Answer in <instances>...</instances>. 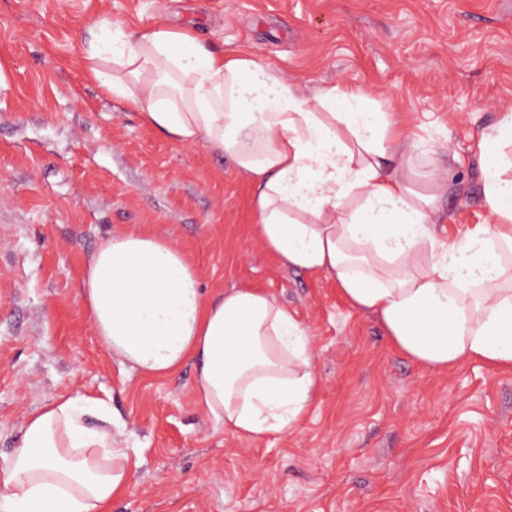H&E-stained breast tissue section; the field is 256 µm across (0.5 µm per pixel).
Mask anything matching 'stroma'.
<instances>
[{
  "label": "stroma",
  "mask_w": 512,
  "mask_h": 512,
  "mask_svg": "<svg viewBox=\"0 0 512 512\" xmlns=\"http://www.w3.org/2000/svg\"><path fill=\"white\" fill-rule=\"evenodd\" d=\"M104 16L169 22L308 96L368 90L406 117L415 170L447 174L445 237L487 218L479 143L512 108V0H0V461L30 412L78 394L139 453L111 512H512V373L422 368L332 279L284 268L229 159L86 80ZM129 230L180 248L205 292L263 288L295 312L319 382L297 428L239 437L197 403L193 363L146 379L112 357L80 292L89 254Z\"/></svg>",
  "instance_id": "1"
}]
</instances>
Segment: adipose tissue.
Here are the masks:
<instances>
[{"label": "adipose tissue", "instance_id": "adipose-tissue-1", "mask_svg": "<svg viewBox=\"0 0 512 512\" xmlns=\"http://www.w3.org/2000/svg\"><path fill=\"white\" fill-rule=\"evenodd\" d=\"M98 28L87 78L167 138L231 159L255 187L260 240L284 266L333 278L422 367L512 371V166L493 161L512 145L511 112L479 144L491 158L490 221L448 243L432 220L444 178L430 170L414 182L401 113L365 109V90L307 97L271 65L212 53L168 25L127 31L104 17ZM81 296L121 364L163 377L195 362L197 402L239 436L294 429L314 402L310 339L287 304L259 288L206 295L195 263L166 239H103ZM119 426L80 395L40 405L0 467V512H110L139 465Z\"/></svg>", "mask_w": 512, "mask_h": 512}]
</instances>
